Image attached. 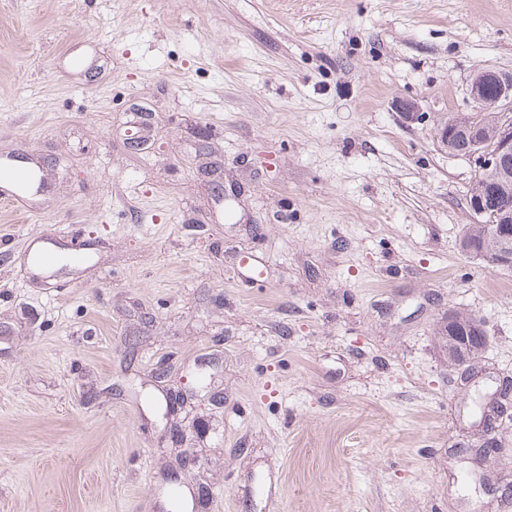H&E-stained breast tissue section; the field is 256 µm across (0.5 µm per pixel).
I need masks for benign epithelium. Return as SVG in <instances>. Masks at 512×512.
<instances>
[{"instance_id": "1", "label": "benign epithelium", "mask_w": 512, "mask_h": 512, "mask_svg": "<svg viewBox=\"0 0 512 512\" xmlns=\"http://www.w3.org/2000/svg\"><path fill=\"white\" fill-rule=\"evenodd\" d=\"M488 87L497 90L493 101L484 100ZM469 93L476 108L465 114H455L439 129L444 146L455 139L463 144L453 155L468 160L475 169L493 173L501 179L494 185V197H474L467 202L468 212L484 219L492 235L503 242L495 258L498 266H512V73L484 68L477 71Z\"/></svg>"}]
</instances>
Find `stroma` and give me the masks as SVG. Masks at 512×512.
<instances>
[{
	"label": "stroma",
	"instance_id": "stroma-1",
	"mask_svg": "<svg viewBox=\"0 0 512 512\" xmlns=\"http://www.w3.org/2000/svg\"><path fill=\"white\" fill-rule=\"evenodd\" d=\"M483 68L512 0H0V512H503L512 268L437 139ZM484 224L473 222V224H464L463 233L460 241L462 249L467 246H474L483 251H476L473 248H467L466 252L477 259H484L483 252L492 255L495 253L496 246L491 240H487L485 236Z\"/></svg>",
	"mask_w": 512,
	"mask_h": 512
}]
</instances>
